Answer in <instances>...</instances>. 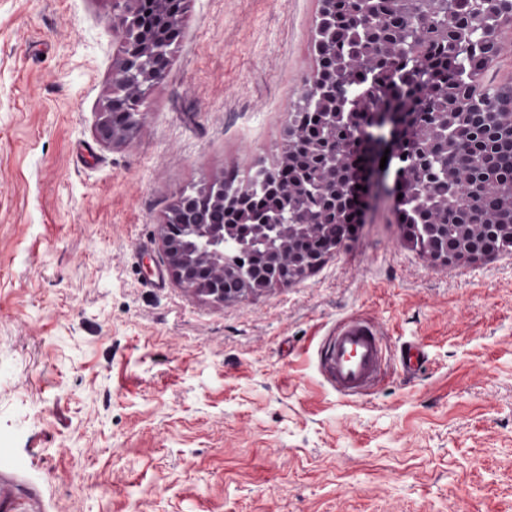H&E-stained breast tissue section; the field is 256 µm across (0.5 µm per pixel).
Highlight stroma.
<instances>
[{"mask_svg":"<svg viewBox=\"0 0 512 512\" xmlns=\"http://www.w3.org/2000/svg\"><path fill=\"white\" fill-rule=\"evenodd\" d=\"M125 17L0 0V512H512V253L435 261L380 193L289 284L217 301L170 270L181 196L279 163L320 0H185L136 135L105 143ZM348 318L389 347L360 398L320 366Z\"/></svg>","mask_w":512,"mask_h":512,"instance_id":"obj_1","label":"stroma"}]
</instances>
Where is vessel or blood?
<instances>
[{
	"label": "vessel or blood",
	"mask_w": 512,
	"mask_h": 512,
	"mask_svg": "<svg viewBox=\"0 0 512 512\" xmlns=\"http://www.w3.org/2000/svg\"><path fill=\"white\" fill-rule=\"evenodd\" d=\"M387 352V342L374 324L349 318L337 325L324 344L321 367L336 392L357 395L378 380Z\"/></svg>",
	"instance_id": "1"
}]
</instances>
